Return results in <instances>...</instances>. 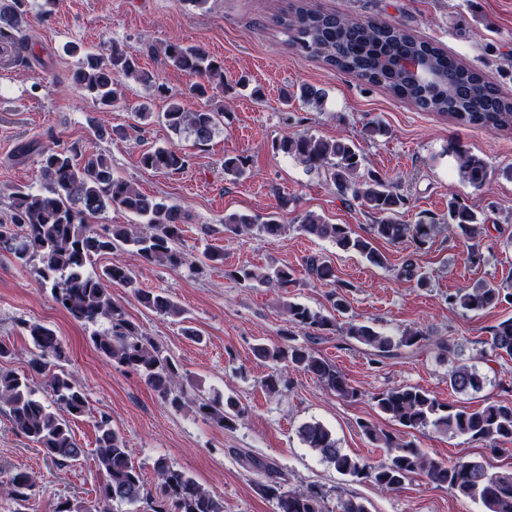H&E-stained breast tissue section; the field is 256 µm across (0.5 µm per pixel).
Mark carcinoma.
<instances>
[{
	"label": "carcinoma",
	"instance_id": "obj_1",
	"mask_svg": "<svg viewBox=\"0 0 512 512\" xmlns=\"http://www.w3.org/2000/svg\"><path fill=\"white\" fill-rule=\"evenodd\" d=\"M25 2L0 0V38L16 43L19 55L29 48L27 31L31 19ZM277 24L289 34L297 52L320 60L330 69L379 85L392 98L420 112L446 117L463 127L512 132V95L503 93L480 72L437 44L418 37L409 27L322 10L311 6L308 0H292L288 10L278 16ZM68 52L79 56L70 76L71 85L88 93L102 106L110 107L121 100L130 80L156 96L171 97L169 88L157 82L117 43L106 54L88 51L77 44L70 46ZM161 53L174 67L197 78L193 85L197 98L209 99L213 91L224 89V64L202 48L171 42L161 48ZM406 57L425 60L434 78L419 80L398 67L397 62ZM163 119L174 133H185L204 144L224 119V109L206 107L189 111L172 102L163 112ZM274 149L294 158L307 170L323 174L344 200L357 202L377 216L367 236L356 234L348 224H329L313 213L302 215L297 225L303 235L329 240L338 249L356 253L373 266L381 267L386 262V256L374 246L378 239L388 243L411 241L422 248L444 230L472 241L480 235L477 214L456 198L448 200L446 216L425 215L413 224L402 222L398 214L406 205L404 196L393 191L385 180L364 174L363 155L343 138L293 134L275 143ZM449 150L456 156L464 181L480 188L489 180L492 172L484 159L463 149L458 142L450 143ZM20 154L38 156V174L46 184V191L13 192L9 213L0 219V253L20 261L39 255L40 284L53 290L58 304L79 321L91 324L101 319L108 321L106 329L92 336L96 349L138 373L148 387L171 405L181 406L184 392L176 390L177 367L162 356L159 345L151 337L125 317L104 286L106 281L132 285L135 281L132 269L112 264L92 273L88 265L94 257L122 246L135 248L145 265L172 268L183 265L186 256L178 244L188 221L187 214L165 198L144 194L114 175L112 162L102 153L56 149L37 142L22 147ZM139 163L154 172L178 173L188 166L189 156L175 145L151 147L141 152ZM109 208L131 213L144 223L110 225L102 232L87 224L89 218ZM224 228L237 236L254 233L278 236L285 231V225L278 223L274 216L260 223L257 217L241 213L224 215ZM305 270L318 282H335L332 266L321 256L308 257ZM401 275L416 281L420 287L429 282L427 274L412 262L403 265ZM231 277L253 287L286 288L294 281L286 265L272 266L265 271L240 268ZM135 295L143 307L159 315L182 314L178 305L161 291L138 288ZM447 301L452 309L481 311L504 302L512 304V293L478 283L448 294ZM285 311L290 328L283 331L282 342L253 347L255 358L303 371L344 399L357 397L356 388L312 347L328 332L364 345L374 364L383 365L413 348L432 347L447 359L457 356L456 345L433 340L419 328L390 336L366 322L340 324L332 314L325 315L294 302L286 303ZM25 328L34 347L30 367L36 373H49L52 401L48 403L36 397L27 377L0 369V411L9 418L12 428L37 444L46 457L66 465L84 455V449L72 434L70 420L87 412L88 401L83 389L68 373L51 371V366L66 359L63 341L46 326L27 324ZM295 328L305 331L306 342H297ZM489 335L493 350L512 356V317L491 326ZM448 382L455 393L468 394L482 388L484 377L475 366L458 362L448 374ZM287 385L288 380L277 371L262 379V386L271 393H278ZM372 400L381 414L405 429L430 427L439 433L484 442L493 451L512 444V404L457 407L442 403L430 392L414 386L384 390L373 394ZM197 410L224 428L231 427L241 417V410L231 397L223 401L203 399L198 402ZM358 426L368 441L386 449L383 461L370 464L344 453L332 432L319 422L303 425L300 436L307 447L333 464L337 472L359 481L368 480L382 492L398 490L420 476L460 499L479 504L482 512H512V472H493L479 460L443 462L428 456L413 441H406L373 422L361 421ZM95 464L106 475L99 487L101 504L135 505L144 501L145 512H224L221 499L164 458L157 459L154 465L159 492L144 498L142 473L132 461L125 441L110 427V420L104 414L98 422ZM253 465L265 478L259 483V490L275 502L276 512H369L364 501L355 496L339 498L331 510L321 487L310 485L299 491H285L272 466L256 461ZM7 484L13 499L24 507L33 496L37 478L18 472L8 478Z\"/></svg>",
	"mask_w": 512,
	"mask_h": 512
}]
</instances>
